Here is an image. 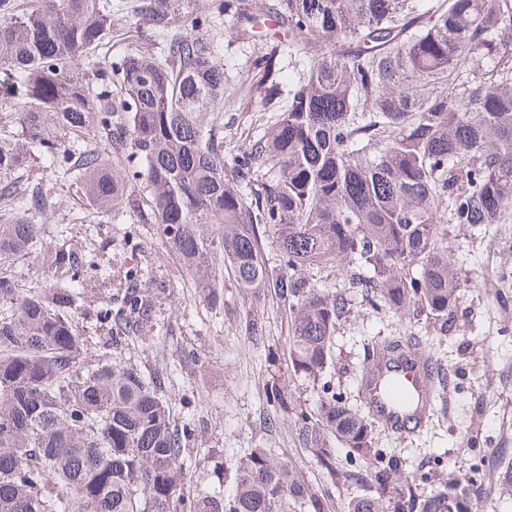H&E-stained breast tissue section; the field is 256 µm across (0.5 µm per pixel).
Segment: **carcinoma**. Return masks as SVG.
<instances>
[{
	"mask_svg": "<svg viewBox=\"0 0 512 512\" xmlns=\"http://www.w3.org/2000/svg\"><path fill=\"white\" fill-rule=\"evenodd\" d=\"M133 11L158 52L102 66L112 0H0V112L21 127L0 137V176L34 153L55 159L52 124L100 133L115 159L81 149L73 162L97 212L147 210L202 288L216 287L218 250L241 287L283 299L288 358L309 379L333 361L336 326L353 312L345 291L304 280L314 265H336L374 306L417 305L448 332L461 282L441 225L512 220V0H436L431 12L409 0H280L281 27L311 63L284 99L272 64L259 72L264 103L282 100L281 113L228 173L211 17L193 0H135ZM136 180L146 194L128 192ZM5 195L0 260L34 246V217L50 207L38 186ZM210 224L224 232L208 234ZM269 236L280 268L263 254ZM48 264L64 279L26 295L0 276V512H324L266 448L226 464L234 489L223 501L184 493L193 429L172 425L137 366L88 358L68 309L96 280L63 253ZM152 298L125 293L108 345L121 346L128 315ZM299 431L330 474L333 442L362 458L347 480L363 493L344 512H484L454 478L417 490L340 398Z\"/></svg>",
	"mask_w": 512,
	"mask_h": 512,
	"instance_id": "1",
	"label": "carcinoma"
}]
</instances>
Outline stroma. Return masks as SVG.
Instances as JSON below:
<instances>
[{
	"instance_id": "1",
	"label": "stroma",
	"mask_w": 512,
	"mask_h": 512,
	"mask_svg": "<svg viewBox=\"0 0 512 512\" xmlns=\"http://www.w3.org/2000/svg\"><path fill=\"white\" fill-rule=\"evenodd\" d=\"M132 2L112 0L116 25L102 63L118 61L135 45L139 21ZM278 5L279 0H244L242 11L225 15L218 31L224 109L217 121L224 127L225 157L240 152L277 116L256 87V61L272 54L285 88L310 63L305 47L290 37H257L251 16L268 18ZM23 177L43 184L53 205L42 218L40 241L28 254L0 262V276L25 294L56 281L46 254H71L97 281L72 310L75 329L94 343L108 336L101 309L121 306L131 289L152 294L146 319H131L128 337L112 358L160 381L175 427H193L184 453L188 491L224 498L233 485L225 461L267 448L315 491L330 492L326 512H341L360 493L346 475L362 460L351 448L337 445V469L328 474L299 437L301 419L314 417L320 401L333 395L354 402L378 344L406 336L420 355L438 363L443 396L432 422L418 433L402 437L373 423V447L399 457L419 488L429 490L438 478L455 477L492 496L496 512H512V490L505 488V467L512 462V223L449 225L448 253L462 288L447 334L438 332L426 311L401 314L354 296V314L336 328L332 365L311 380L290 365V318L279 298L241 288L219 257L213 262L217 288L207 295L161 226L140 211L127 210L118 221L96 213L74 176L39 156ZM117 269L128 274L120 289L112 284ZM276 389L283 402L274 400Z\"/></svg>"
}]
</instances>
